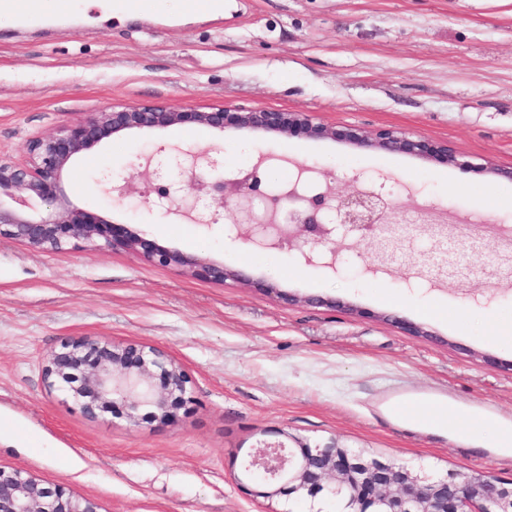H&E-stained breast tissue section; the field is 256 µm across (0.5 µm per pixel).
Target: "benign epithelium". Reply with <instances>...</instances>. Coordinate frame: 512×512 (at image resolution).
Instances as JSON below:
<instances>
[{"instance_id":"1","label":"benign epithelium","mask_w":512,"mask_h":512,"mask_svg":"<svg viewBox=\"0 0 512 512\" xmlns=\"http://www.w3.org/2000/svg\"><path fill=\"white\" fill-rule=\"evenodd\" d=\"M187 125L218 137L241 132L297 141L329 140L512 181V168L475 163L446 143L393 128L366 133L356 127L327 126L307 112L226 105L208 111H170L157 104L107 107L54 135L29 140L23 163L0 158V237L40 250H59L79 240L101 243L200 279L232 280L290 298L266 279L256 281L243 269L164 247L70 200L67 183L80 157L135 131ZM148 161L156 163L149 194L164 215L209 225L207 206L191 193L202 189L210 200L233 206L238 215L248 214V222L238 218L228 230L237 232L245 223L244 240L268 249L299 239V255L307 265L335 267V251L329 244L338 235L383 233L403 221L381 189L354 180L347 192L338 194L331 185L335 176L320 168L301 169L296 180L283 188L262 182L258 164L243 174L224 167L223 159L208 151L161 146ZM43 375L50 388L79 404L88 417L118 410L132 426L170 425L192 401L182 368L163 351L139 343L72 338L46 353ZM237 482L254 497L327 500L335 512H512V480L484 471L449 472L435 478L422 467L374 457L334 440L314 446L298 439L292 446L262 442L243 458ZM0 512H98V508L93 500L60 485H46L26 470L0 467Z\"/></svg>"}]
</instances>
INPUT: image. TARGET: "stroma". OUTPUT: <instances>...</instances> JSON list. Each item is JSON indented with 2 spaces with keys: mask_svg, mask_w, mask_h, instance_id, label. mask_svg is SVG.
Instances as JSON below:
<instances>
[{
  "mask_svg": "<svg viewBox=\"0 0 512 512\" xmlns=\"http://www.w3.org/2000/svg\"><path fill=\"white\" fill-rule=\"evenodd\" d=\"M67 27L0 18V157L107 106L219 105L302 111L333 126L392 127L512 167V0H226L220 17L113 18L82 0ZM151 143L213 149L266 181L298 166L387 180L392 203L446 210L444 225L401 223L393 240L340 238L335 268L296 249L248 245L212 226L157 216L142 197L112 199L106 171L148 177ZM160 245L273 277L280 294L195 278L120 248L78 242L38 251L0 238V467L93 499L99 512H288L249 495L238 459L257 441L338 443L439 472L512 479V460L397 414V387L443 389L512 416V181L333 141L217 137L193 127L140 131L80 159L67 186ZM339 308H330V301ZM365 316H358V309ZM421 324L409 336L399 321ZM89 336L157 347L189 376L195 402L175 424L87 417L47 387L43 356Z\"/></svg>",
  "mask_w": 512,
  "mask_h": 512,
  "instance_id": "1",
  "label": "stroma"
}]
</instances>
